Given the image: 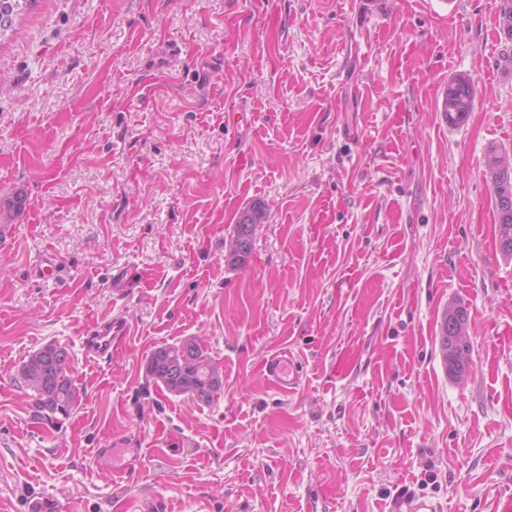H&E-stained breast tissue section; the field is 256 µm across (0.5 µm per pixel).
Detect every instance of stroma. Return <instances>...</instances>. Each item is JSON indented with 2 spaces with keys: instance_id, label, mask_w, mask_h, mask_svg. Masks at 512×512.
I'll list each match as a JSON object with an SVG mask.
<instances>
[{
  "instance_id": "1",
  "label": "stroma",
  "mask_w": 512,
  "mask_h": 512,
  "mask_svg": "<svg viewBox=\"0 0 512 512\" xmlns=\"http://www.w3.org/2000/svg\"><path fill=\"white\" fill-rule=\"evenodd\" d=\"M499 0H33L0 43V512H512V259L487 150L512 153ZM475 92L465 121L437 102ZM262 205L252 251L225 242ZM56 279L41 277L48 258ZM135 272L119 295L112 274ZM469 312L466 379L440 350ZM131 332L105 360L94 323ZM195 336L212 403L146 358ZM65 347L80 402L17 374ZM287 352L281 394L263 373ZM135 440L113 482L97 454ZM448 93V109L445 111V115L450 125L460 124L467 112H470L473 100H474V89L471 84L464 78H456L448 82V88L446 89V96ZM445 95H442V98ZM442 98L440 104V112L442 109ZM459 318H464L466 322L469 318L467 309L461 305H456L445 313L441 325L440 348L448 374L463 380L468 368V364L465 366L463 363V352H466L464 356L469 360L471 345L469 338H462L456 332V323ZM129 333V325L126 319L119 315H113L94 325L85 340V348L89 355L98 359H108L125 340ZM56 348L63 352L62 359L45 364L48 352ZM18 372L32 392L35 413L42 420L69 416L78 404L79 392L70 376L69 353L64 347L51 344L34 351L22 362Z\"/></svg>"
}]
</instances>
